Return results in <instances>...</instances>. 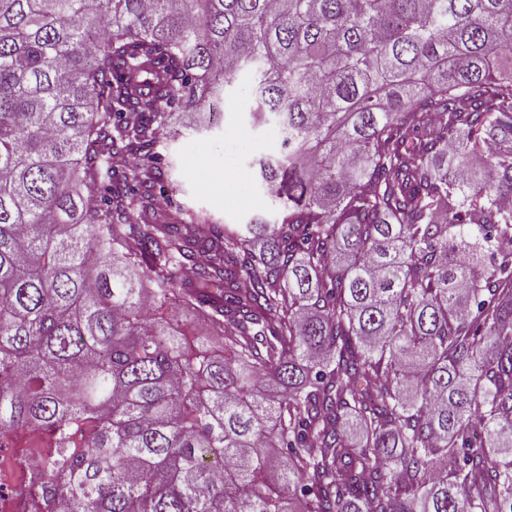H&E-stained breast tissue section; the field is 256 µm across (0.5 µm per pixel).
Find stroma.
<instances>
[{
    "instance_id": "stroma-1",
    "label": "stroma",
    "mask_w": 512,
    "mask_h": 512,
    "mask_svg": "<svg viewBox=\"0 0 512 512\" xmlns=\"http://www.w3.org/2000/svg\"><path fill=\"white\" fill-rule=\"evenodd\" d=\"M252 80L242 76L224 93L217 125L197 133L182 123L169 125L162 141L170 180L178 200L188 209L203 210L219 224H243L256 214L274 216L276 207L251 174V162L274 156L280 141L272 125L252 127Z\"/></svg>"
}]
</instances>
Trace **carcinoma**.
<instances>
[{
    "label": "carcinoma",
    "mask_w": 512,
    "mask_h": 512,
    "mask_svg": "<svg viewBox=\"0 0 512 512\" xmlns=\"http://www.w3.org/2000/svg\"><path fill=\"white\" fill-rule=\"evenodd\" d=\"M511 52L512 0H0L30 512H512ZM245 69L277 220L158 208L157 130Z\"/></svg>",
    "instance_id": "cac0c4a2"
}]
</instances>
